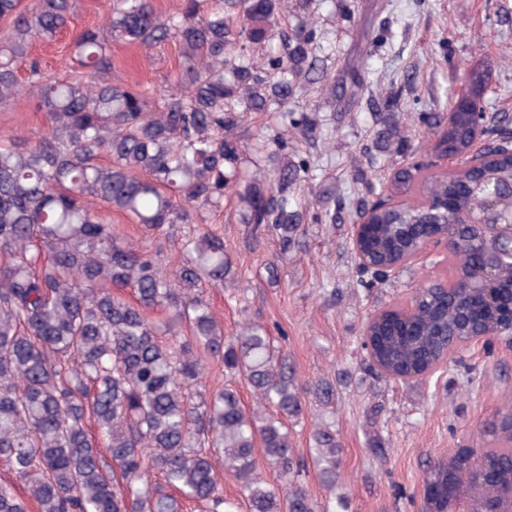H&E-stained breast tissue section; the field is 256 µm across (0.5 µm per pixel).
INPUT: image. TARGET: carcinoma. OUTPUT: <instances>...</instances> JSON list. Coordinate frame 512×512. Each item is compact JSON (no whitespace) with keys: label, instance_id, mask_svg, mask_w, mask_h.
<instances>
[{"label":"carcinoma","instance_id":"obj_1","mask_svg":"<svg viewBox=\"0 0 512 512\" xmlns=\"http://www.w3.org/2000/svg\"><path fill=\"white\" fill-rule=\"evenodd\" d=\"M72 0H0V19L12 21L0 41V104L25 96L46 112L48 135L35 142L0 144V462L21 482L0 483V512H336L313 500L295 481L303 463L295 455L288 421L303 413L301 392L286 355L266 330L248 324L224 341L207 302L206 287H222L232 270L224 236L205 230L179 243V261L167 267L156 245L167 224H205L224 208L233 189L245 224L273 227L288 260L299 225L298 184L315 180L310 166L278 163L288 146L283 131L263 136L268 163L247 159L239 129L249 112L285 108L298 79L325 80L310 63L313 19L288 28V0H181L163 17L151 0H112L102 31L87 29L73 41L76 67L50 79L29 61L37 38L67 27ZM179 44V74L159 90L114 85L110 42L151 49ZM28 77L20 82V66ZM459 80L484 88L479 69ZM432 146L469 153L475 114L488 122L484 103L459 108ZM110 163L100 162L102 155ZM253 166L239 186L241 165ZM512 182L509 142L479 168L453 173L456 189L442 209L438 179L419 166L394 170L400 202L372 213L369 254L374 264L398 265L418 251L424 225L449 239L446 274L426 291L420 313L399 335L374 330L376 359L403 373L427 367L444 354L449 338L462 337V311L476 324L495 321L512 301L506 270L496 306L444 293V284L475 270L469 240L454 236L483 206L481 184ZM130 216L145 234L135 246L105 223L95 205ZM133 288L136 302L112 294ZM163 308L153 321L148 312ZM240 375L256 407L242 406L237 391L222 387L198 399L206 363ZM99 431L98 440L88 423ZM496 448H462L430 465L423 486L437 494L429 512H454L448 491L467 496L470 512H509L492 502L472 459L495 460L494 480L512 484V406L498 413ZM314 460L327 481L336 479L339 448L329 427L314 432ZM283 479L268 485L256 457ZM241 483L242 499L224 497L217 468Z\"/></svg>","mask_w":512,"mask_h":512}]
</instances>
